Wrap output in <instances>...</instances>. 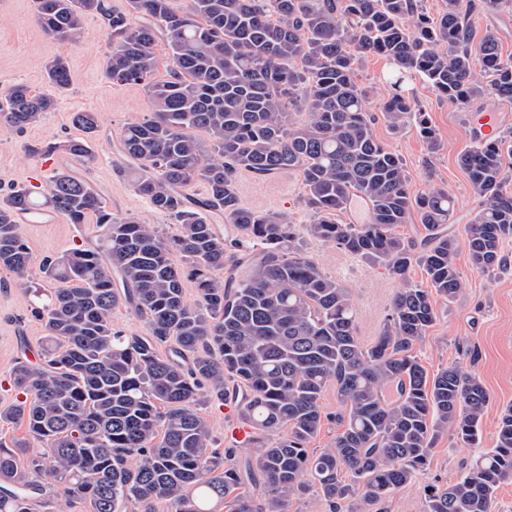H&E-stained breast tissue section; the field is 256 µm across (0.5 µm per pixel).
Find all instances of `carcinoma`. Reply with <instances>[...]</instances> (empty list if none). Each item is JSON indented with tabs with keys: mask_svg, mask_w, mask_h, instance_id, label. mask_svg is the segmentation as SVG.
<instances>
[{
	"mask_svg": "<svg viewBox=\"0 0 512 512\" xmlns=\"http://www.w3.org/2000/svg\"><path fill=\"white\" fill-rule=\"evenodd\" d=\"M38 0L37 22L55 42H77L83 19L107 21L109 83L145 88L152 111L119 137L123 172L135 192L178 224L163 237L140 219L112 213L75 171L97 160L98 115L72 113L82 136L35 149L57 157L45 187H13L0 200V269L28 286L31 252L19 213L46 210L70 224L89 218L101 228L93 247L77 246L42 263L52 288L36 310L47 343L39 361L21 360L15 388L23 395L0 408V422L26 426L41 443L17 438L0 444V512H33L42 477L90 512H123L133 500L155 512H214L231 498L232 512H288L311 487L337 512H374L373 506L423 472L445 434L474 448L489 393L478 375L451 365L434 375L416 346L436 320L435 298L453 300L462 287L457 242L445 230L451 198L432 186L411 192L401 157L377 140L370 94L358 70L369 55L392 65L391 91L380 103L400 129L415 111L402 85L424 77L441 97L465 105L482 93L512 101V60H503L489 31L475 45L460 0H443L435 17L417 0ZM413 18L408 24L405 19ZM170 50L159 79L156 47ZM479 57L493 76L478 83ZM52 88L37 93L12 84L0 98V127L23 130L57 109L71 82L69 62L45 65ZM309 120L297 125L290 107ZM209 133V147L189 134ZM508 138L477 144L460 157L481 209L466 227L471 264H500V245L512 238V188L505 181ZM269 179L297 171L302 202L312 215L307 235L370 259L402 282L379 336L363 344L349 289L325 275L304 251L283 214L240 205L235 174ZM202 180L203 199L185 188ZM369 206L367 224H343L351 197ZM219 214L261 246L229 260L226 239L208 215ZM418 221L420 250L397 228ZM422 266L427 285L408 279ZM190 280L198 301L185 302ZM125 304L145 320L142 335L112 326V309ZM169 352L161 355L159 347ZM236 382L228 387V380ZM331 383L342 406L320 404ZM245 390L243 424L258 434L287 429L243 468L209 448L210 431L198 405ZM336 423L331 447L310 444L323 423ZM512 479V406L498 418L494 448L456 480L425 495L424 512H495L496 491ZM261 490V499L240 492Z\"/></svg>",
	"mask_w": 512,
	"mask_h": 512,
	"instance_id": "cac0c4a2",
	"label": "carcinoma"
}]
</instances>
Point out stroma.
I'll list each match as a JSON object with an SVG mask.
<instances>
[{
	"instance_id": "35a3bbf8",
	"label": "stroma",
	"mask_w": 512,
	"mask_h": 512,
	"mask_svg": "<svg viewBox=\"0 0 512 512\" xmlns=\"http://www.w3.org/2000/svg\"><path fill=\"white\" fill-rule=\"evenodd\" d=\"M467 12L473 39L486 31L498 37L504 59L512 58V0H505L498 12L471 10L470 0H460ZM37 0H0V89L23 82L33 90H46L44 68L50 57H67L71 82L61 95L56 111L46 113L35 126L17 132L0 128V194L28 182L40 164L32 149L47 141H63L77 136L70 114L85 107L97 112L100 135L97 161L85 170L88 179L113 213L135 216L157 229L175 234L177 227L168 216L154 210L136 194L125 176L118 174L122 157L117 149L125 125L148 115L151 103L142 87L109 84L103 72L108 51L107 25L100 16H87L78 42L55 43L41 31L37 20ZM390 62L382 56L365 58L358 71L361 85L371 93L373 129L377 139L404 161L412 192H424L436 185L447 190L453 201L448 230L456 236L457 265L463 276L462 290L451 301L437 299V318L427 330L418 352L428 373L451 364L476 373L490 394L482 418V443L479 449L462 448L449 437L438 441L430 464L416 480L398 489L384 503V512H423L424 491L430 485H443L465 471L477 451L494 446V433L501 410L512 405V238L501 245L502 261L493 270L474 269L465 243V228L479 211L480 200L473 191L459 157L470 149L468 122L472 112L491 109L501 116V134L512 133V102L475 97L462 105L440 97L422 77L404 85L406 94L434 131L426 139L417 119L392 130L378 105L389 90ZM236 192L240 203L256 211L278 212L291 218L297 231H304L310 215L302 205V179L291 172L273 179H260L246 170L236 173ZM22 232L32 253L28 272L29 288H20L15 277L0 270V407L16 399L11 373L18 360L36 361L47 331L35 316L40 301L34 293L44 280L40 268L45 259L60 256L79 244L95 242L100 229L94 222L71 224L57 219L53 224H26ZM306 250L322 272L349 288L356 313V333L372 342L381 332L400 287L381 265L345 254L315 238L305 240ZM222 401L203 402L201 411L210 429V445L230 448L236 462L254 456L256 446H239L230 438L232 422L224 417Z\"/></svg>"
}]
</instances>
